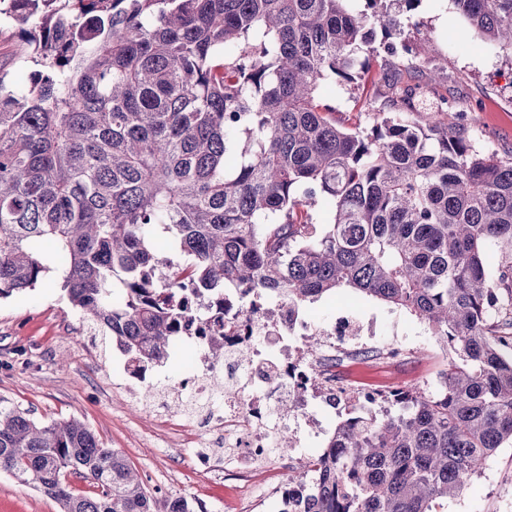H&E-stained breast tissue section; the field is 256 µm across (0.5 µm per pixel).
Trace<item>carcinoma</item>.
Wrapping results in <instances>:
<instances>
[{
    "label": "carcinoma",
    "instance_id": "1",
    "mask_svg": "<svg viewBox=\"0 0 512 512\" xmlns=\"http://www.w3.org/2000/svg\"><path fill=\"white\" fill-rule=\"evenodd\" d=\"M350 2L0 0L37 66L19 96L0 75V299L56 276L139 375L193 320L224 322L228 288L401 310L448 350L438 392L343 413L281 512H442L512 447V154L432 119L336 124L323 83L368 76L377 28L404 29ZM452 3L512 50V0ZM207 352L224 360V331ZM0 472L59 512H195L81 421L1 398Z\"/></svg>",
    "mask_w": 512,
    "mask_h": 512
}]
</instances>
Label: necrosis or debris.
Masks as SVG:
<instances>
[{
  "label": "necrosis or debris",
  "mask_w": 512,
  "mask_h": 512,
  "mask_svg": "<svg viewBox=\"0 0 512 512\" xmlns=\"http://www.w3.org/2000/svg\"><path fill=\"white\" fill-rule=\"evenodd\" d=\"M375 333L352 310L329 324L299 319L286 303L243 287L224 297L223 361L200 354L176 389L211 400L232 469L255 474L274 457L273 431L295 426L310 404L323 413L366 406L367 392L337 379L325 360Z\"/></svg>",
  "instance_id": "obj_1"
}]
</instances>
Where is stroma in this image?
Wrapping results in <instances>:
<instances>
[{
	"label": "stroma",
	"instance_id": "1",
	"mask_svg": "<svg viewBox=\"0 0 512 512\" xmlns=\"http://www.w3.org/2000/svg\"><path fill=\"white\" fill-rule=\"evenodd\" d=\"M404 17L406 47L377 54L368 79L322 89V97L336 108L337 122L371 127L393 110L384 94L386 83L410 85L416 89L414 108L422 115L463 125L481 149L502 155L512 152V53L480 45L451 0H418ZM424 32L435 47L431 61L408 49ZM23 45L18 28L0 30V70L18 90L28 86L35 70L19 57ZM441 104L446 107L442 113L437 110ZM353 302L360 303L364 317L382 321L392 316L385 305L348 292L321 299L306 311L326 322ZM397 317L414 331L400 361L382 359L385 339L379 336L337 356V374L348 383L378 391H436L446 363L442 345L425 323L403 313ZM197 350L195 343H178L167 362L147 373L145 380L127 379L120 375L124 356L103 337L90 336L56 278L0 299L1 398L31 410L41 421L84 422L106 447L123 452L149 491L202 503L207 512H278L279 500L269 490L286 486L290 477L298 475L302 456L247 481L228 474L220 463L201 473L183 432L157 417L160 405H170L196 429L201 447H223L224 436L210 427L206 410L178 400L171 392ZM0 512H58V508L52 499L1 472ZM444 512H512V447L500 449L482 476L449 500Z\"/></svg>",
	"mask_w": 512,
	"mask_h": 512
}]
</instances>
